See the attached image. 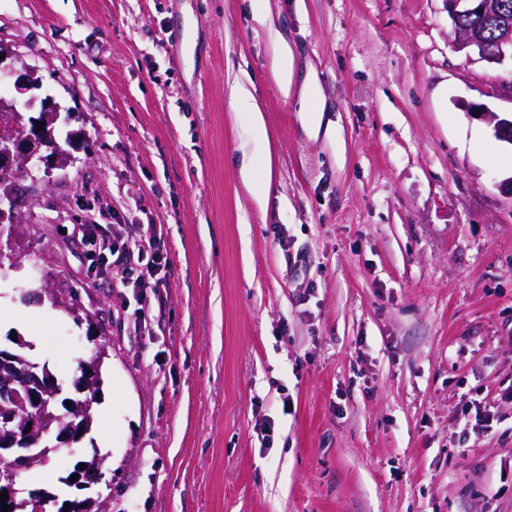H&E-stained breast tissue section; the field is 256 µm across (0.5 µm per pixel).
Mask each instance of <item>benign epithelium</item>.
I'll list each match as a JSON object with an SVG mask.
<instances>
[{"mask_svg": "<svg viewBox=\"0 0 512 512\" xmlns=\"http://www.w3.org/2000/svg\"><path fill=\"white\" fill-rule=\"evenodd\" d=\"M448 12L453 21L455 47L487 64H498L506 56L512 57V21L499 9L497 0H448ZM465 17L492 19L498 35L486 40L479 26L466 27ZM14 79V87L20 92L31 89L34 71L5 68L0 77ZM56 104L46 100L42 104L43 125L34 120L23 123L14 105L0 103V184L8 185L26 171L33 160L41 163L49 172L56 166L67 164L47 149L54 143L52 118ZM493 127L499 140L512 145V118H502L492 112L478 113ZM57 394L56 378L44 367L27 363L13 367L8 376L0 378V493L8 492V503H13L21 493L17 477L34 464L49 461L46 450L26 447L27 438L42 431L43 424L54 417L50 399Z\"/></svg>", "mask_w": 512, "mask_h": 512, "instance_id": "obj_1", "label": "benign epithelium"}]
</instances>
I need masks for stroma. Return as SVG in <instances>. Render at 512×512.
Returning <instances> with one entry per match:
<instances>
[{"label":"stroma","instance_id":"35a3bbf8","mask_svg":"<svg viewBox=\"0 0 512 512\" xmlns=\"http://www.w3.org/2000/svg\"><path fill=\"white\" fill-rule=\"evenodd\" d=\"M0 47L73 157L15 185L0 344L69 386L108 351L91 434L23 484L97 455L106 512H512V144L481 118L512 62L458 52L446 0H0ZM103 205L162 229L146 326L71 236Z\"/></svg>","mask_w":512,"mask_h":512}]
</instances>
